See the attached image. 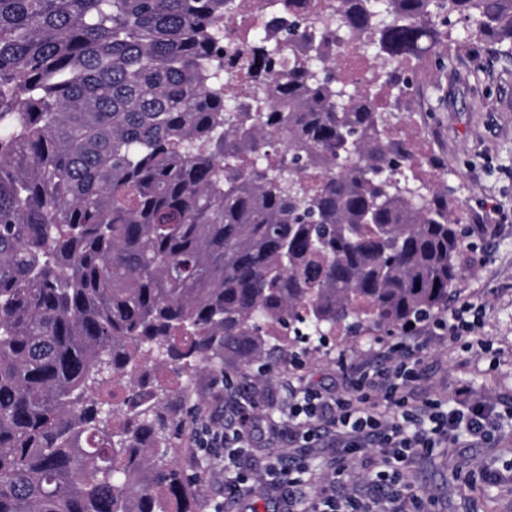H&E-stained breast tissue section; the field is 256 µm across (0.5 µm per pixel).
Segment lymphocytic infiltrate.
I'll return each mask as SVG.
<instances>
[{"instance_id": "1", "label": "lymphocytic infiltrate", "mask_w": 512, "mask_h": 512, "mask_svg": "<svg viewBox=\"0 0 512 512\" xmlns=\"http://www.w3.org/2000/svg\"><path fill=\"white\" fill-rule=\"evenodd\" d=\"M483 305L464 300L447 316L431 323L432 331L458 343L475 330ZM420 359L409 350L386 367L361 366L333 392L304 388L279 426L296 450L288 464L270 468L264 477L285 491L288 508L300 512H429L430 497L407 481L405 474L415 458L437 448L457 447L461 436L473 442L494 440L500 433V416L490 398L472 400L459 389L449 398H419L415 384ZM257 423H239L231 432L209 430L203 446L227 447L229 460L243 457L256 442ZM332 436L339 453L352 457L371 453L376 473L373 495L362 502L351 496L336 497L323 487L310 498L297 490L295 472L309 469L308 449L320 447Z\"/></svg>"}]
</instances>
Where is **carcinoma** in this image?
Listing matches in <instances>:
<instances>
[{
	"mask_svg": "<svg viewBox=\"0 0 512 512\" xmlns=\"http://www.w3.org/2000/svg\"><path fill=\"white\" fill-rule=\"evenodd\" d=\"M249 8L0 0V512H190L141 351L266 376L291 333H403L462 281L448 188L411 186L384 110L450 16L512 46V0H310L224 43ZM361 36L380 73L350 90Z\"/></svg>",
	"mask_w": 512,
	"mask_h": 512,
	"instance_id": "cac0c4a2",
	"label": "carcinoma"
}]
</instances>
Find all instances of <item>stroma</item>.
Here are the masks:
<instances>
[{
	"mask_svg": "<svg viewBox=\"0 0 512 512\" xmlns=\"http://www.w3.org/2000/svg\"><path fill=\"white\" fill-rule=\"evenodd\" d=\"M471 28L469 22L455 21L449 53L431 50L415 64L397 129L431 162L430 170L417 172V186L448 185L450 203L463 223H475L492 202L509 218L496 236L466 238L458 255L465 273L458 299L486 306L476 346L460 349L421 327L394 338L370 331L331 337L327 347L305 353L281 351L271 356V372L265 377L246 356L231 350L225 351L220 372L201 368L178 376L159 368L166 410L183 411L186 391L200 406L198 419L186 427L182 446L172 457L185 474L202 480L192 512H213L219 502L226 512L234 508L224 499L228 465L223 449L195 445L203 424L219 426L245 412L262 417L268 429L240 465L263 473L272 456L288 446L269 426L280 420L289 389L300 384L328 389L335 387L342 369L385 365L396 341L422 349L421 396L465 388L476 398L494 397L503 414L494 441L415 460L413 476L432 495L433 512H512V54L473 43ZM482 255L486 263L477 264ZM483 471L499 473L500 482L482 481Z\"/></svg>",
	"mask_w": 512,
	"mask_h": 512,
	"instance_id": "obj_1",
	"label": "stroma"
}]
</instances>
